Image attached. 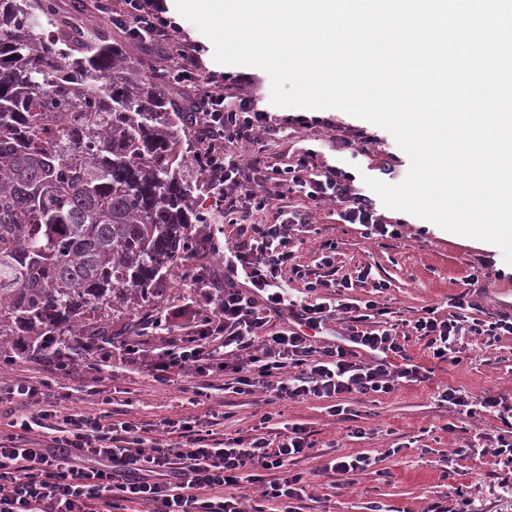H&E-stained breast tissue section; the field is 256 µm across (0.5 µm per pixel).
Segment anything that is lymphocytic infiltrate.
<instances>
[{"mask_svg":"<svg viewBox=\"0 0 512 512\" xmlns=\"http://www.w3.org/2000/svg\"><path fill=\"white\" fill-rule=\"evenodd\" d=\"M109 20L139 43L176 38L158 0H119ZM177 52L181 63L169 80L194 89V109L185 119L200 135L195 160L229 229L224 238L209 235L224 242V278L206 281L185 270L199 293L198 319L176 334L164 312H155L139 330L140 336L161 338L150 353H143L138 339L104 340L86 349L81 363L38 357L46 377L0 378V512H130L134 504L149 505L150 512H301L308 480L291 467L315 446L305 427L232 436L216 431L229 413L214 412L206 423L166 417L146 437L141 426L113 420L104 374L138 368L162 384L193 377L199 405L208 404L218 385L271 402L327 399L330 415L348 422L349 436L360 438L365 430L342 399L430 380L433 370L411 355L410 340L422 341L436 361L457 365L464 326L493 342L512 334V313L472 320L477 305L465 292L452 298L448 314L429 307L402 331L400 320L377 301L346 297L354 282L371 278L372 268L360 267L353 279L338 277L330 240L320 244L315 265L298 263L291 230L307 218L278 207L287 197L314 205L337 202L340 219L363 226L368 239L395 240L402 231L378 217L351 173L317 168L314 149L284 167L269 161L261 138L279 128L268 113L252 97L230 100L218 77L201 81L194 45L179 44ZM264 210L270 222L252 223L253 213ZM290 278L300 281L298 292H290ZM331 320L346 323V343L318 345L316 334ZM440 398L465 417L489 414L512 428L511 395L473 401L448 387ZM94 400L101 411L86 410ZM228 486L235 495L225 496ZM252 488L260 499L247 510L242 493Z\"/></svg>","mask_w":512,"mask_h":512,"instance_id":"1","label":"lymphocytic infiltrate"}]
</instances>
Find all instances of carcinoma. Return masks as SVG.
Wrapping results in <instances>:
<instances>
[{
	"instance_id": "cac0c4a2",
	"label": "carcinoma",
	"mask_w": 512,
	"mask_h": 512,
	"mask_svg": "<svg viewBox=\"0 0 512 512\" xmlns=\"http://www.w3.org/2000/svg\"><path fill=\"white\" fill-rule=\"evenodd\" d=\"M49 17L47 0H0V348L22 336L35 355L74 354L152 313L206 223L165 101L123 51L62 48Z\"/></svg>"
}]
</instances>
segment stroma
<instances>
[{"label":"stroma","instance_id":"35a3bbf8","mask_svg":"<svg viewBox=\"0 0 512 512\" xmlns=\"http://www.w3.org/2000/svg\"><path fill=\"white\" fill-rule=\"evenodd\" d=\"M115 3L116 0H51V30L55 39L70 50L82 49L92 40L122 49L137 63L132 77L138 82L154 81L157 68L178 64L176 51L169 44H134L124 28L113 26L108 11ZM176 22L183 37L205 47L206 72L220 74L227 86H240L242 94L255 97L273 119L288 122L286 137L265 140L266 154L271 160L288 163L301 149L312 148L318 152V165H336L351 172L357 188H364L369 177L388 184L404 180L410 160L388 131L335 108L305 112L316 118L313 128L293 125V117L303 112L297 107L272 104L271 80L264 70L217 63L212 41L184 17H177ZM358 130L366 131L371 141L354 151L348 139ZM180 134L183 174L194 187L193 207L208 211L204 176L194 159L197 133L184 124ZM368 198L383 221L402 222V238L375 243L364 238L359 225L341 221L336 204L327 202L314 207L299 197L287 199L290 210L308 215L312 225L311 232L302 236L297 251L299 262L314 264L321 239H334L335 265L340 274L352 277L361 265H371L375 277L384 283L379 302L407 319L418 316L429 305L447 306L451 298L465 290L466 277L473 265L484 271L473 287L474 298L480 305L477 319H487L491 313L512 304V265L505 262L499 247L387 208L376 193H369ZM194 298L191 284L181 276L163 284L158 307L167 312L172 330L179 332L192 325L198 311ZM463 346L462 363L435 365L428 382L407 384L373 400H353L351 406L360 411L359 423L366 430L364 438L347 437L344 423L330 415L327 401L312 399L289 404V422L313 431L320 446L319 459L300 462L299 470H313L320 458L338 452L366 453L380 459V474L360 479L339 498L330 497L328 477L312 478L310 490L326 497L327 512H366L371 501L383 504L386 512H423L433 502L447 504L449 512H456L452 489L457 485L467 487L480 500L482 512H512V495L504 497L493 489L492 476L500 468L497 457L489 453L465 459L449 456L451 449L473 443L477 435L504 433V426L489 415L459 418L454 407L440 402L438 397L448 387L465 390L476 398L489 391L512 389V335L502 336L489 346L483 337L468 333L463 337ZM196 384V379L186 377L160 384L140 370L119 372L103 382L104 388L111 391L114 404L130 401L127 418L142 427L174 414L203 416L204 407L190 402ZM216 398L232 414L225 427L229 433L250 430L263 414H274L279 409L278 404L265 403L258 397L246 399L220 392ZM451 423L456 426L452 432L447 429Z\"/></svg>","mask_w":512,"mask_h":512}]
</instances>
